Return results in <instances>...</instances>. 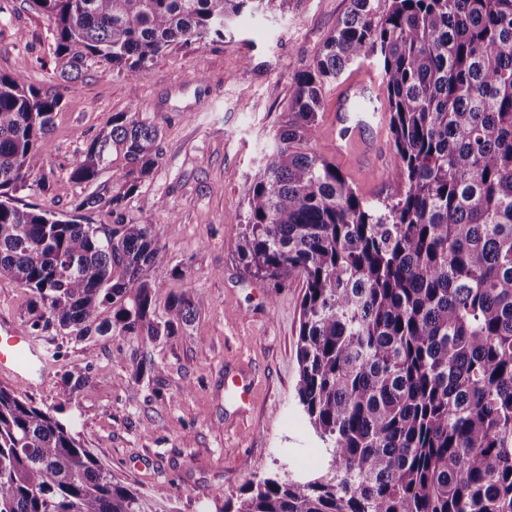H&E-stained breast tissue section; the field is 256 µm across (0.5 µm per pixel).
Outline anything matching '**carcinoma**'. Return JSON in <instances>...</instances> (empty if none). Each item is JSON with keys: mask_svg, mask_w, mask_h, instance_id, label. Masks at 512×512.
I'll list each match as a JSON object with an SVG mask.
<instances>
[{"mask_svg": "<svg viewBox=\"0 0 512 512\" xmlns=\"http://www.w3.org/2000/svg\"><path fill=\"white\" fill-rule=\"evenodd\" d=\"M273 0H38L61 76L91 58L141 77L173 44L221 41ZM293 78L281 126L244 197L238 252L276 288L303 282L299 402L323 472L247 486L224 512H512V0H351ZM378 66L401 191L360 197L308 147L325 86ZM62 94L0 73V276L32 292L31 329L154 343L193 316L155 312L161 223L126 202L162 162L161 131L118 112L70 165L122 180L66 214L20 203ZM104 208L110 224L86 213ZM93 351L65 377L83 390ZM134 377L161 371L132 359ZM0 512H176L104 468L73 427L0 388Z\"/></svg>", "mask_w": 512, "mask_h": 512, "instance_id": "carcinoma-1", "label": "carcinoma"}]
</instances>
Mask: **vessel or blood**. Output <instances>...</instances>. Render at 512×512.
Masks as SVG:
<instances>
[{
  "mask_svg": "<svg viewBox=\"0 0 512 512\" xmlns=\"http://www.w3.org/2000/svg\"><path fill=\"white\" fill-rule=\"evenodd\" d=\"M378 85L377 75L369 68L358 69L347 81L346 87L336 101V152L363 149L371 152L373 137L383 134L386 125L385 113L379 110L358 111L360 102L372 100ZM43 358L23 332L12 324H0V371L26 382L40 373Z\"/></svg>",
  "mask_w": 512,
  "mask_h": 512,
  "instance_id": "obj_1",
  "label": "vessel or blood"
}]
</instances>
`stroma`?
<instances>
[{
    "label": "stroma",
    "mask_w": 512,
    "mask_h": 512,
    "mask_svg": "<svg viewBox=\"0 0 512 512\" xmlns=\"http://www.w3.org/2000/svg\"><path fill=\"white\" fill-rule=\"evenodd\" d=\"M350 6L275 0L224 41L170 46L140 78L89 60L64 89L50 148L31 155L27 185L17 193L23 203L70 211L75 200L106 193L121 178L118 161L105 164L91 185L69 177L71 163L114 114L132 110L160 127L163 160L126 214L149 212L163 225L169 266L151 276L158 317L170 295L186 293L194 305L188 325L148 348L161 374L134 378L129 357L140 344L131 336L32 333L30 293L0 277V319L29 333L45 358V373L32 386L0 375V387L73 423L112 474L172 501L177 512H222L248 483L322 471L310 463L322 456V443L297 395L302 284L276 288L246 272L235 215L273 133L294 118V75ZM0 73L44 91L61 82L52 31L35 0H0ZM339 88L335 82L325 90L311 148L335 160L367 200L395 196L401 184L389 137L376 149L372 172L362 156L336 153L331 118ZM87 358L89 385L74 389L64 373ZM228 371L249 377V403L225 388Z\"/></svg>",
    "instance_id": "35a3bbf8"
}]
</instances>
